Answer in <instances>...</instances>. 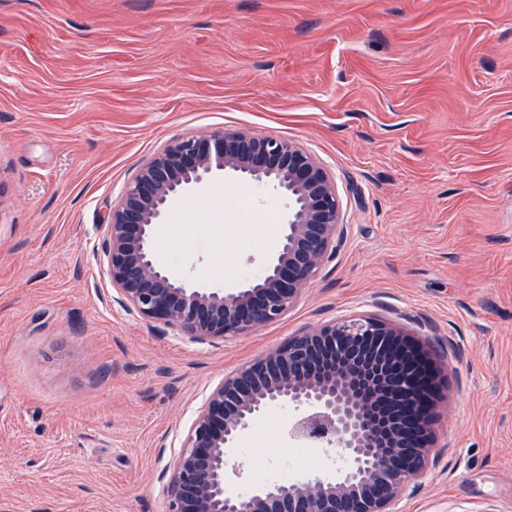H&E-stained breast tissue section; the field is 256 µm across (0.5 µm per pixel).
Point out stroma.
<instances>
[{
  "mask_svg": "<svg viewBox=\"0 0 512 512\" xmlns=\"http://www.w3.org/2000/svg\"><path fill=\"white\" fill-rule=\"evenodd\" d=\"M225 129L322 161L345 229L281 320L196 343L113 299L104 217L160 147ZM281 220L217 176L156 259L231 288ZM353 315L433 360V460L398 512H512V0H0V512H165L209 389ZM265 418L236 490L293 446Z\"/></svg>",
  "mask_w": 512,
  "mask_h": 512,
  "instance_id": "35a3bbf8",
  "label": "stroma"
}]
</instances>
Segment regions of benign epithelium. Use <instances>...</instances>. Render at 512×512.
<instances>
[{
	"label": "benign epithelium",
	"instance_id": "obj_1",
	"mask_svg": "<svg viewBox=\"0 0 512 512\" xmlns=\"http://www.w3.org/2000/svg\"><path fill=\"white\" fill-rule=\"evenodd\" d=\"M219 173L274 191L287 210L263 275L225 289L176 278L153 256V228L172 203ZM343 234L336 179L315 156L290 140L226 129L174 140L139 169L107 214L104 254L118 303L206 343L278 321ZM426 368L425 353L376 318L333 320L297 334L209 390L162 475L167 512H393L400 490L429 464ZM383 390L401 417L382 419ZM275 407L292 411L291 441L334 453L336 475L231 490L237 440Z\"/></svg>",
	"mask_w": 512,
	"mask_h": 512
}]
</instances>
